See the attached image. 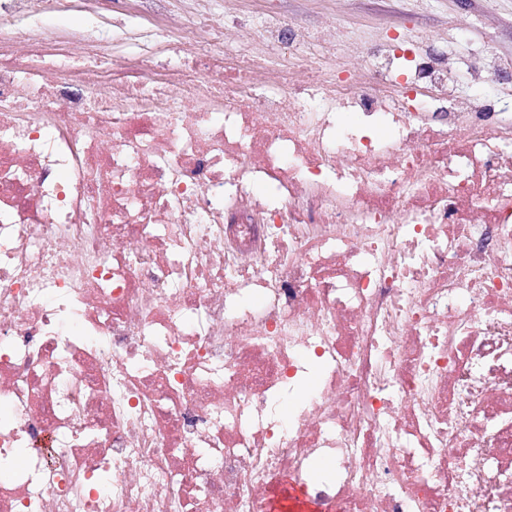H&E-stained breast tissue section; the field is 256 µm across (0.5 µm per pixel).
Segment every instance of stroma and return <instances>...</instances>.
<instances>
[{"instance_id": "stroma-1", "label": "stroma", "mask_w": 512, "mask_h": 512, "mask_svg": "<svg viewBox=\"0 0 512 512\" xmlns=\"http://www.w3.org/2000/svg\"><path fill=\"white\" fill-rule=\"evenodd\" d=\"M169 9L173 19L201 12L223 15L226 39L236 47L246 42L247 26L271 13L287 16L308 31L310 50L327 54L333 38L343 39L338 73L355 81L372 46L387 43L411 57L430 44L454 62L459 96L481 95L494 111L512 114V70L481 85L469 76L485 53L512 61V0H170ZM32 26L58 47L106 51L118 69L140 54L153 56L163 67L176 59V28L148 14L142 0H67L61 10L37 18L0 16V29L7 32Z\"/></svg>"}]
</instances>
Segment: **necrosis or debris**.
Returning <instances> with one entry per match:
<instances>
[{
  "label": "necrosis or debris",
  "instance_id": "4bbe7bcc",
  "mask_svg": "<svg viewBox=\"0 0 512 512\" xmlns=\"http://www.w3.org/2000/svg\"><path fill=\"white\" fill-rule=\"evenodd\" d=\"M179 30L163 74L0 36V512H512V125L444 55Z\"/></svg>",
  "mask_w": 512,
  "mask_h": 512
}]
</instances>
